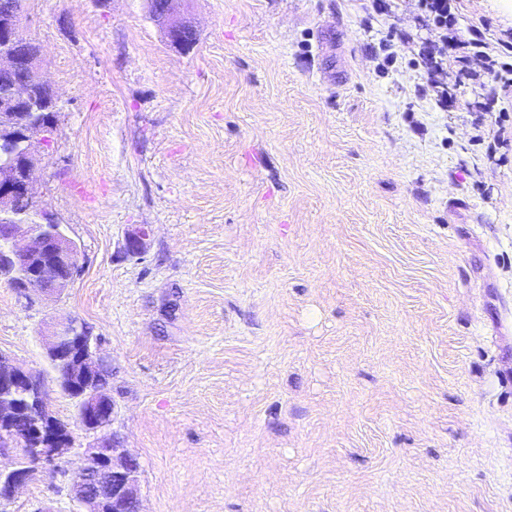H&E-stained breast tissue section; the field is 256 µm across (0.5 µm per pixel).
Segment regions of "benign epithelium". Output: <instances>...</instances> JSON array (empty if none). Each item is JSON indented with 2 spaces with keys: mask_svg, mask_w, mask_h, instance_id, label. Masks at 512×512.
Instances as JSON below:
<instances>
[{
  "mask_svg": "<svg viewBox=\"0 0 512 512\" xmlns=\"http://www.w3.org/2000/svg\"><path fill=\"white\" fill-rule=\"evenodd\" d=\"M184 2L149 0L151 16L166 25L175 46L193 32V25L182 17ZM23 13L13 5L0 7V151L8 155L0 162V274L19 297L29 300L40 293L61 294L81 267L77 245L59 232V222L34 191L36 147L53 124L49 108L58 106V99L41 75L40 47L21 34ZM20 70L28 80L10 81L9 76ZM19 199L28 203L29 213L38 220L17 217ZM148 237L147 227L134 228L127 234L126 252L142 255ZM46 358L69 361L66 382L72 375L99 371L97 380L78 398L86 431L109 426L115 403L91 329L75 318L57 323L47 336ZM74 442L72 433L57 423L41 376L10 363L0 352V453L16 450L11 468L0 469V501L13 498L38 473L58 470ZM85 453L88 464L70 485L77 512H125L130 504L140 512L138 460L113 438L101 440Z\"/></svg>",
  "mask_w": 512,
  "mask_h": 512,
  "instance_id": "obj_1",
  "label": "benign epithelium"
}]
</instances>
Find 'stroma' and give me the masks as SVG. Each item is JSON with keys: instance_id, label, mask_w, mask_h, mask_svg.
<instances>
[{"instance_id": "obj_1", "label": "stroma", "mask_w": 512, "mask_h": 512, "mask_svg": "<svg viewBox=\"0 0 512 512\" xmlns=\"http://www.w3.org/2000/svg\"><path fill=\"white\" fill-rule=\"evenodd\" d=\"M27 0L60 110L35 190L80 249L61 296L0 276V352L140 463L142 512H512V97L428 71L418 0ZM461 27L512 29L501 0ZM447 88L457 106H438ZM148 225L142 257L127 233ZM74 317L115 402L75 421ZM75 512L46 471L0 512ZM186 0H149L151 16L166 25L170 42L179 46L188 33L194 35L193 25L183 17ZM46 358L49 362L67 360L70 363L69 375L63 376L66 386L70 375H85L98 370L94 383L80 392L84 429L88 432L101 431L111 424L115 403L111 396L110 378L103 371V364L97 356V338L91 329L76 318H68L57 323L46 341Z\"/></svg>"}]
</instances>
